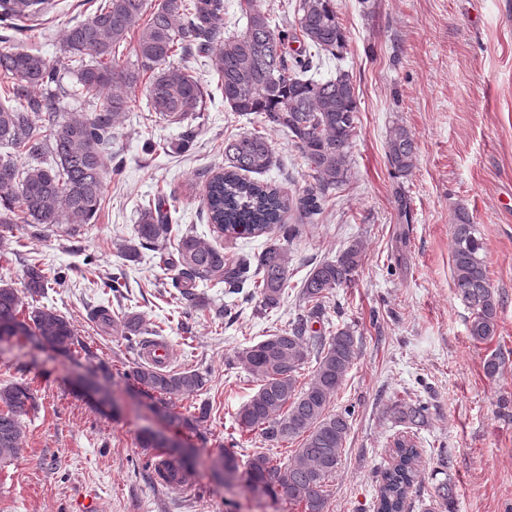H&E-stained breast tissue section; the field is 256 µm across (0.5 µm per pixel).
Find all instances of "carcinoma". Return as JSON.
Wrapping results in <instances>:
<instances>
[{
    "label": "carcinoma",
    "mask_w": 512,
    "mask_h": 512,
    "mask_svg": "<svg viewBox=\"0 0 512 512\" xmlns=\"http://www.w3.org/2000/svg\"><path fill=\"white\" fill-rule=\"evenodd\" d=\"M91 16L68 27L63 50L70 67L28 51L0 46V144L27 160L0 158V240L13 223L68 225L74 231L89 224L101 207L112 135L145 90L147 111L171 124L206 110L207 89L186 65L191 59L211 60L224 103L239 115H253L257 126L224 138V169L207 181L202 202L213 228L232 238L267 237L254 255L230 257L224 248L169 222L162 193L139 206L133 243L124 257L139 258L140 249L159 253L173 272L171 286L182 300L200 305L199 284L224 285V293L245 288L261 297L263 309L276 307L288 286L292 262L289 246L303 227L322 214L336 194L350 184L348 158L357 127V94L348 71L318 78L317 60L340 57L346 33L332 0H295L288 27L274 22V9L264 0H238L242 31L224 22L225 0H95ZM41 0H0L5 18H29ZM297 42L295 53L288 43ZM133 46L135 60L125 58ZM74 98L87 110L59 113L60 100ZM282 130L295 143L312 183L285 195L254 179L268 172L275 160L267 131ZM387 157L395 174L409 175L416 162L413 134L397 125L390 130ZM175 242L173 248L167 243ZM363 244L352 242L334 260L310 269L300 289L305 314L286 330L235 353V362L258 381V388L236 413V424L260 433L268 444L301 439L286 464L256 451L239 475L236 455L228 451L216 474L231 488L243 480L255 495H269L303 507L327 512L325 486L336 475L347 437L351 410L332 413L331 400L344 385L358 355L356 330L315 329L324 320L333 290L352 280L361 265ZM485 243L463 211L453 224L452 280L457 298L469 310V338L485 343L497 336L500 296L493 288L485 261ZM26 294L0 284V354L18 360L52 351L74 360L79 345L72 322L53 307L34 305L50 278L33 260L24 271ZM92 318L105 331L140 347L142 318L135 312L114 313L104 305ZM315 367L300 382V370L310 359ZM134 381L161 405L192 396L206 385L195 370L168 371L138 363ZM26 382L0 386V467L10 465L23 450L24 417L35 409ZM398 423L407 429L427 421V407L401 401L393 406ZM143 448L166 447L165 437L145 430ZM8 452L3 453L1 449ZM164 467L146 462L150 475L196 482L193 451L171 449L162 454ZM420 452L413 440H394L391 462L381 474L377 512H405L409 491L419 483Z\"/></svg>",
    "instance_id": "cac0c4a2"
}]
</instances>
